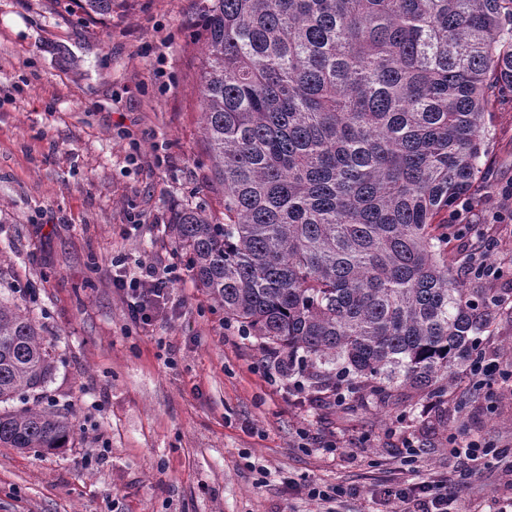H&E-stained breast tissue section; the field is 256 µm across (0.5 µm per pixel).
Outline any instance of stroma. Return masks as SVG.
Segmentation results:
<instances>
[{
  "label": "stroma",
  "mask_w": 512,
  "mask_h": 512,
  "mask_svg": "<svg viewBox=\"0 0 512 512\" xmlns=\"http://www.w3.org/2000/svg\"><path fill=\"white\" fill-rule=\"evenodd\" d=\"M200 0H0V299L23 303L55 370L31 402L68 411V447H0V512H315L306 487L342 486L338 512H385L379 491L447 483L463 512L512 497V466L468 475L436 406H327L266 383L241 337L187 269L165 226L173 206L224 219L202 134ZM482 202L512 207V100L497 102ZM126 255L174 268L168 307L133 323L112 286ZM467 435L512 445V394L489 410L466 391ZM414 434L416 451L404 448Z\"/></svg>",
  "instance_id": "1"
}]
</instances>
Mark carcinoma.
I'll return each mask as SVG.
<instances>
[{
  "label": "carcinoma",
  "mask_w": 512,
  "mask_h": 512,
  "mask_svg": "<svg viewBox=\"0 0 512 512\" xmlns=\"http://www.w3.org/2000/svg\"><path fill=\"white\" fill-rule=\"evenodd\" d=\"M199 26L224 223L172 211L193 279L318 402L447 403L505 298L448 265V209L512 95V0H203ZM54 369L1 300L0 447H67L71 415L28 406Z\"/></svg>",
  "instance_id": "cac0c4a2"
}]
</instances>
